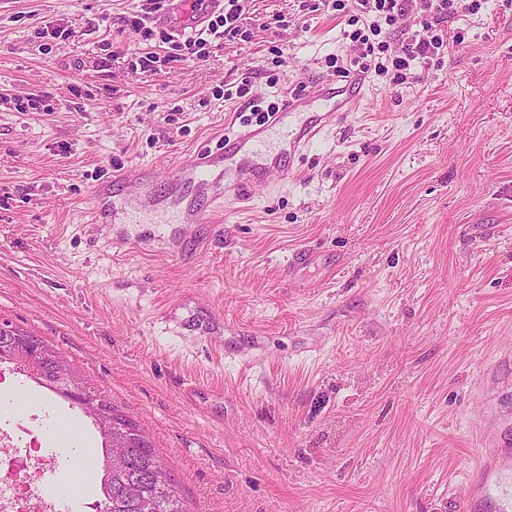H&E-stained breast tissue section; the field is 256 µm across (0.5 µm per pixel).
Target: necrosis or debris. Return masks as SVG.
I'll list each match as a JSON object with an SVG mask.
<instances>
[{
    "label": "necrosis or debris",
    "mask_w": 512,
    "mask_h": 512,
    "mask_svg": "<svg viewBox=\"0 0 512 512\" xmlns=\"http://www.w3.org/2000/svg\"><path fill=\"white\" fill-rule=\"evenodd\" d=\"M26 413L0 416V512H72L69 497L50 491L60 464L51 430L56 396L39 391Z\"/></svg>",
    "instance_id": "1"
}]
</instances>
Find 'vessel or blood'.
I'll return each instance as SVG.
<instances>
[{
    "label": "vessel or blood",
    "instance_id": "b4317fda",
    "mask_svg": "<svg viewBox=\"0 0 512 512\" xmlns=\"http://www.w3.org/2000/svg\"><path fill=\"white\" fill-rule=\"evenodd\" d=\"M366 76L352 73L343 84L332 79H315L313 87L325 103L321 113L306 119L300 126L288 125L290 115L300 112L305 102L304 92L286 94L281 102L274 125L249 126L225 136L222 147L201 149L189 154L177 167L170 181L167 196H157L150 170L137 174L127 170L113 171L105 185L95 194L94 218L113 222L112 199L118 190L133 188L127 216L136 220L143 216H161L170 224H204L208 211L225 197L250 200L253 188L276 172L288 174L290 159L305 149L314 137L336 120L337 113L351 111L365 84ZM501 428L499 455L494 466H478L469 471L466 512H474L478 500L496 503L499 512H512V488L505 486L506 476L512 475V416L499 419Z\"/></svg>",
    "mask_w": 512,
    "mask_h": 512
}]
</instances>
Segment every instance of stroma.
<instances>
[{
    "label": "stroma",
    "mask_w": 512,
    "mask_h": 512,
    "mask_svg": "<svg viewBox=\"0 0 512 512\" xmlns=\"http://www.w3.org/2000/svg\"><path fill=\"white\" fill-rule=\"evenodd\" d=\"M157 7L0 0V322L140 422L191 512H459L512 391V0L441 23L406 80L370 74L248 203L92 224L113 167L165 185L225 114L262 124L362 50L321 0H246L199 60Z\"/></svg>",
    "instance_id": "stroma-1"
}]
</instances>
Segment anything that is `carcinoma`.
I'll list each match as a JSON object with an SVG mask.
<instances>
[{"label":"carcinoma","mask_w":512,"mask_h":512,"mask_svg":"<svg viewBox=\"0 0 512 512\" xmlns=\"http://www.w3.org/2000/svg\"><path fill=\"white\" fill-rule=\"evenodd\" d=\"M22 366L32 379L57 397L77 405L81 399H98L103 413L93 426L102 442L100 470L104 488L96 504L97 512H188L185 498L178 491L168 462L159 454L151 437L128 416L122 414L100 389L71 372L61 381L53 371L62 353L43 339L36 343H5L0 337V360ZM129 434L131 446L112 456L108 446L114 434Z\"/></svg>","instance_id":"1"}]
</instances>
